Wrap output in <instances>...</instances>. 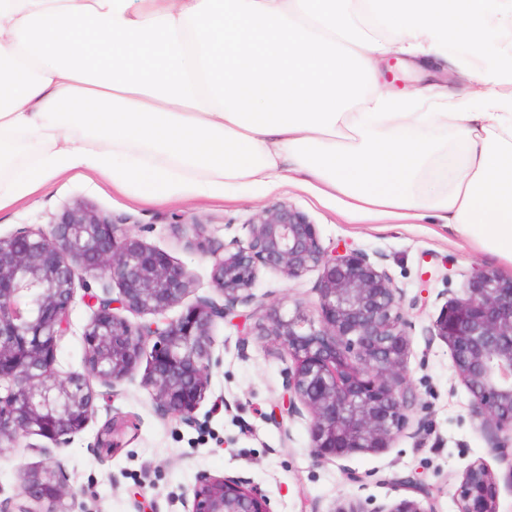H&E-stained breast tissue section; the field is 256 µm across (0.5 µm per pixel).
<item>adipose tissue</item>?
Wrapping results in <instances>:
<instances>
[{
	"instance_id": "1",
	"label": "adipose tissue",
	"mask_w": 512,
	"mask_h": 512,
	"mask_svg": "<svg viewBox=\"0 0 512 512\" xmlns=\"http://www.w3.org/2000/svg\"><path fill=\"white\" fill-rule=\"evenodd\" d=\"M505 19L512 0H0V209L72 173L150 202L287 183L512 262V42L481 49ZM454 44L479 111L380 86L386 56ZM508 32L496 24L485 29L481 35L483 52L487 56L494 55L508 40Z\"/></svg>"
}]
</instances>
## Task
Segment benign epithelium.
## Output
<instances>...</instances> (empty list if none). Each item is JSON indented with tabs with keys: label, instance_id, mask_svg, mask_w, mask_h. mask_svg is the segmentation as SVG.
<instances>
[{
	"label": "benign epithelium",
	"instance_id": "7a95c632",
	"mask_svg": "<svg viewBox=\"0 0 512 512\" xmlns=\"http://www.w3.org/2000/svg\"><path fill=\"white\" fill-rule=\"evenodd\" d=\"M115 218L75 203L50 228L0 236V446L38 436L60 448L83 431L95 397L108 400L142 360L145 384L161 415L191 425L210 385L213 329L249 304L260 270L298 279L319 272V311L266 308L261 335L292 361L281 417L307 421L311 454L343 459L391 447L407 428L417 401L408 371L410 322L404 293L369 254L327 250L315 225L282 202L251 217L246 237L209 251L211 279L223 302L200 297L177 318L166 316L193 287L181 264L125 230ZM108 276L119 286L89 293L91 318L83 333L85 372L56 368L60 340L71 328L78 271ZM150 315L131 323L123 312ZM448 344L453 368L472 396L471 414L491 453L508 462L512 489V277L487 269L470 276L463 296L446 302L429 329ZM105 387L98 394L92 382ZM137 426L117 412L91 447L111 454ZM22 493L42 512H74L77 494L63 469L27 473ZM458 512H498V482L481 461L456 483ZM185 512H272L261 492L239 477L202 474L184 499ZM332 512H433L415 498L360 502Z\"/></svg>",
	"mask_w": 512,
	"mask_h": 512
}]
</instances>
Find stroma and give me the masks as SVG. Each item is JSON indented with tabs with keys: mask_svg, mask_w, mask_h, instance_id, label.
Masks as SVG:
<instances>
[{
	"mask_svg": "<svg viewBox=\"0 0 512 512\" xmlns=\"http://www.w3.org/2000/svg\"><path fill=\"white\" fill-rule=\"evenodd\" d=\"M77 201L107 215L129 217L130 233L192 272L195 285L170 309L173 317L198 297H217L209 249L245 236V222L279 202L304 212L324 247L380 256L405 292L403 311L411 323L408 370L419 402L414 416L426 419L428 433L418 439L406 431L380 452L315 461L306 422L282 424L273 415L282 402L291 361L269 337L258 334L254 318L247 316L233 326L217 324L213 331L221 362L211 371L196 424L186 425L156 411L141 365L112 401L95 400L89 424L67 446L43 454L23 438L0 449V503H7L10 512L27 503L21 493L26 473L55 461L61 462L78 494L75 512H184L183 498L202 473L244 478L269 497L272 512H332L335 504L346 501L390 503L407 496L408 479L429 487L434 512H458L454 482L477 460L485 461L501 480L498 512H512V488L503 483L508 466L490 453L447 344L429 333L445 297L462 296L475 269L510 277L511 263L462 240L431 216L416 221L351 220L338 202L322 203L311 193L290 187L272 193L247 191L235 200L184 197L143 203L95 175L59 179L1 210L0 235L24 226L48 228ZM107 282L95 272L77 278L71 331L58 349L60 372H83L82 334L91 316L83 296L89 289L100 292ZM317 283L314 271L289 280L264 269L254 293L264 303L280 302L288 309L299 305L313 313L318 309ZM113 411L133 416L138 429L123 448L101 457L91 445Z\"/></svg>",
	"mask_w": 512,
	"mask_h": 512,
	"instance_id": "stroma-1",
	"label": "stroma"
}]
</instances>
